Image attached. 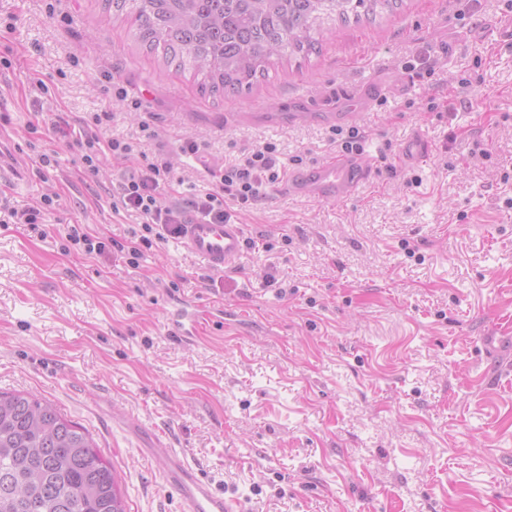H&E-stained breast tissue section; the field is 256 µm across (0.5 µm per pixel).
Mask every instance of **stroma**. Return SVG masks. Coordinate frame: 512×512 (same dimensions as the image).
<instances>
[{"mask_svg":"<svg viewBox=\"0 0 512 512\" xmlns=\"http://www.w3.org/2000/svg\"><path fill=\"white\" fill-rule=\"evenodd\" d=\"M0 0V128L27 182L12 206L59 195L42 232L0 224V391L50 400L115 468L129 512H179L138 430L169 433L245 512H512V0H403L358 24H325L317 52L275 61L251 88L201 95L189 72L136 38L104 0ZM436 59L425 70L420 56ZM44 81L45 92L32 90ZM142 102L126 111L113 81ZM371 90V183L339 203L267 186L238 220L255 248L213 272L167 239L139 267L66 250L68 225L125 242L109 160L83 171L70 122L99 133L151 124L176 175L277 143L311 166L332 152V99ZM431 152L410 167L413 137ZM207 143L184 163L181 140ZM56 153L43 168L39 156ZM207 314L180 339V307Z\"/></svg>","mask_w":512,"mask_h":512,"instance_id":"obj_1","label":"stroma"}]
</instances>
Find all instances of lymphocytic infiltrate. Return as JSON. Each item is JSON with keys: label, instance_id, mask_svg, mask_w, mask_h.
Listing matches in <instances>:
<instances>
[{"label": "lymphocytic infiltrate", "instance_id": "obj_1", "mask_svg": "<svg viewBox=\"0 0 512 512\" xmlns=\"http://www.w3.org/2000/svg\"><path fill=\"white\" fill-rule=\"evenodd\" d=\"M110 113L92 112L82 117L80 136L75 144L85 172L94 174L109 159L136 158L135 167L121 172L112 195L113 211L134 216L129 230L130 244L125 254L128 266L136 268L145 251L177 232L188 215L208 223L221 224L234 218V207L256 203L266 185L278 182L287 173L279 162L276 144L266 142L242 150L239 158L213 171L215 184L201 194L183 196L178 178L172 173L161 151H150L156 134L149 123H141L138 132L101 138L99 126L110 120Z\"/></svg>", "mask_w": 512, "mask_h": 512}]
</instances>
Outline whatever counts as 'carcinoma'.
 Segmentation results:
<instances>
[{"label": "carcinoma", "mask_w": 512, "mask_h": 512, "mask_svg": "<svg viewBox=\"0 0 512 512\" xmlns=\"http://www.w3.org/2000/svg\"><path fill=\"white\" fill-rule=\"evenodd\" d=\"M136 4L138 38L170 63L192 62L203 93L251 87L273 56L308 57L325 19L341 23L403 0H112ZM0 512H128L110 461L50 402L0 392Z\"/></svg>", "instance_id": "cac0c4a2"}]
</instances>
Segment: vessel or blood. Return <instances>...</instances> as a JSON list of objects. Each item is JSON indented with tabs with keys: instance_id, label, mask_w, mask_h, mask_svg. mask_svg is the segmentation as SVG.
<instances>
[{
	"instance_id": "1",
	"label": "vessel or blood",
	"mask_w": 512,
	"mask_h": 512,
	"mask_svg": "<svg viewBox=\"0 0 512 512\" xmlns=\"http://www.w3.org/2000/svg\"><path fill=\"white\" fill-rule=\"evenodd\" d=\"M430 151L429 143L417 136L406 143L402 158L405 164L415 165L422 163ZM372 173L368 158L336 151L309 171L288 176L282 189L306 200L342 201ZM179 240L210 270L221 272L241 256L243 226L236 222L207 224L191 216L181 226ZM143 453L157 464L162 479L177 494L181 512H241L237 499L217 493L198 467L190 465L164 439L152 437Z\"/></svg>"
}]
</instances>
